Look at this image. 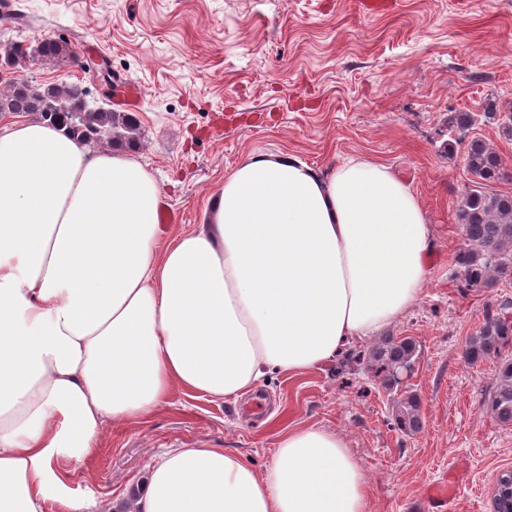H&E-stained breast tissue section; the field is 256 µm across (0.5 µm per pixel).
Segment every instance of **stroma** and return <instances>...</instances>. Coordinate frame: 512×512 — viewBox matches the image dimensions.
I'll list each match as a JSON object with an SVG mask.
<instances>
[{
	"instance_id": "35a3bbf8",
	"label": "stroma",
	"mask_w": 512,
	"mask_h": 512,
	"mask_svg": "<svg viewBox=\"0 0 512 512\" xmlns=\"http://www.w3.org/2000/svg\"><path fill=\"white\" fill-rule=\"evenodd\" d=\"M19 30L0 44L64 40L80 58L34 64L24 78L80 84L111 106L105 73L138 84L140 140L133 158L158 181L178 220L162 240L202 223L211 197L249 154L292 153L327 169L363 156L409 184L434 230L430 276L387 330L417 354L393 391L367 361L344 358L263 381L252 397L212 402L173 393L150 420L106 425L64 492L108 512L146 483L172 448H225L258 472L275 460L281 427L317 424L342 436L368 482L370 512H414L428 485L460 467L454 512H493L498 477L512 470V424L483 409L501 359L465 350L512 284L466 289L455 275L458 201L473 187L448 116L471 113L472 135L502 157L495 183L512 193V139L484 123L488 103L512 113V0H396L391 13L356 0H10ZM415 396L421 431L395 429L396 400Z\"/></svg>"
}]
</instances>
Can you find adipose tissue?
Masks as SVG:
<instances>
[{
  "label": "adipose tissue",
  "mask_w": 512,
  "mask_h": 512,
  "mask_svg": "<svg viewBox=\"0 0 512 512\" xmlns=\"http://www.w3.org/2000/svg\"><path fill=\"white\" fill-rule=\"evenodd\" d=\"M160 196L127 151L0 125V512H83L63 477L106 423L318 369L393 325L429 276L421 203L362 157L250 155L163 249ZM276 456L261 474L222 448L170 449L122 512H369L336 433L283 427Z\"/></svg>",
  "instance_id": "ef3b65f1"
}]
</instances>
